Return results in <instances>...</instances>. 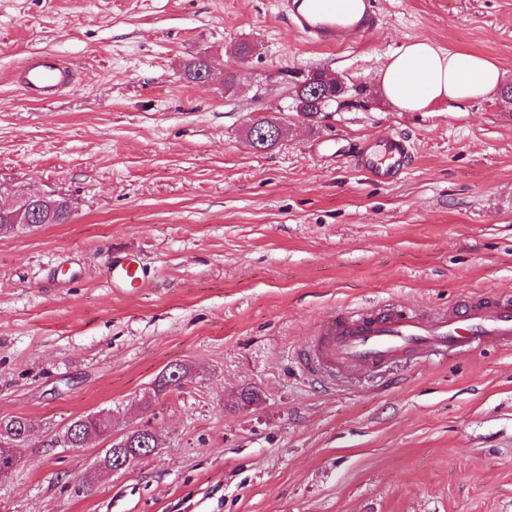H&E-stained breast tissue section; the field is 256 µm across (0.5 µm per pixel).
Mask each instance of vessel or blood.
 I'll return each mask as SVG.
<instances>
[{
    "label": "vessel or blood",
    "instance_id": "vessel-or-blood-1",
    "mask_svg": "<svg viewBox=\"0 0 512 512\" xmlns=\"http://www.w3.org/2000/svg\"><path fill=\"white\" fill-rule=\"evenodd\" d=\"M290 27L319 46L351 45L378 24L374 0H284ZM15 80L27 96L46 100L72 87L73 75L54 55L30 59ZM350 153L356 165L374 180H400L411 155L404 136L390 133L355 144ZM107 277L113 287L140 283L135 254L114 258ZM512 345V297L464 301L448 311L427 317L395 309L379 312L350 310L324 323L303 355L313 373L352 372L388 362L417 358L435 349L464 352Z\"/></svg>",
    "mask_w": 512,
    "mask_h": 512
}]
</instances>
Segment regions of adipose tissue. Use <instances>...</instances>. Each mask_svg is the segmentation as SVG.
Instances as JSON below:
<instances>
[{"label":"adipose tissue","instance_id":"adipose-tissue-1","mask_svg":"<svg viewBox=\"0 0 512 512\" xmlns=\"http://www.w3.org/2000/svg\"><path fill=\"white\" fill-rule=\"evenodd\" d=\"M501 79L490 60L462 48L443 50L427 40L401 44L379 74L386 98L408 112L444 101L466 104L496 88Z\"/></svg>","mask_w":512,"mask_h":512}]
</instances>
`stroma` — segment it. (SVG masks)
Segmentation results:
<instances>
[{
  "label": "stroma",
  "instance_id": "obj_1",
  "mask_svg": "<svg viewBox=\"0 0 512 512\" xmlns=\"http://www.w3.org/2000/svg\"><path fill=\"white\" fill-rule=\"evenodd\" d=\"M281 3L0 0V202L72 207L0 234V418L37 423L0 512H512V351L319 380L297 361L352 308L512 294V106L496 89L406 112L378 80L427 39L512 84V0H375L373 33L326 48ZM46 53L75 85L37 102L13 76ZM203 54L221 62L205 84L183 71ZM317 71L345 94L311 118L290 92ZM265 118L283 136L259 150ZM385 132L412 145L392 185L315 150ZM126 252L143 276L120 292L107 269ZM176 363L188 380L151 398ZM100 410L161 446L86 485L105 441H51Z\"/></svg>",
  "mask_w": 512,
  "mask_h": 512
}]
</instances>
